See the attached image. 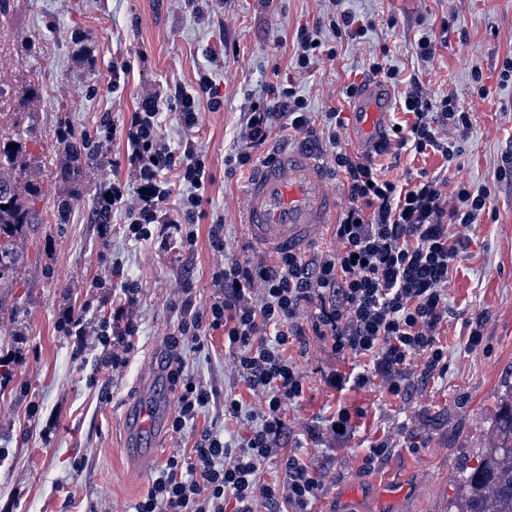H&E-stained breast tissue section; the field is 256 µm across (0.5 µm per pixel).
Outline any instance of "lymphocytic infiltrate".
I'll return each mask as SVG.
<instances>
[{
  "mask_svg": "<svg viewBox=\"0 0 512 512\" xmlns=\"http://www.w3.org/2000/svg\"><path fill=\"white\" fill-rule=\"evenodd\" d=\"M335 56V47L321 39L320 25L298 29L295 79L269 84L267 99L244 111L235 148L224 158L231 169H251L257 149L288 134L329 147L346 197L330 244L310 254L255 250L232 257L219 219L208 232L215 258L209 301L198 304L189 279L174 293L178 318L167 338L169 378L178 391L172 434L182 437L215 397L206 381L186 373L185 354L203 349L206 336L218 330L231 355L225 372L257 403L248 410L244 395L227 394L224 419L246 414L251 424L236 441L206 428L192 451H171L133 512H311L324 475L303 448H331L349 439L364 412L341 405L313 418L302 433L292 430L288 412L308 393L292 351L310 341L321 342L335 358H355L349 370L332 367L322 374L324 387L338 393L378 386L401 399L416 382L448 372L443 332L453 271L469 246L462 229L490 209L491 192L437 177L402 183L387 178L381 160L396 161L409 151L438 152L455 162L448 134L467 136L470 115L454 98H430L414 77L404 93V109L414 123L382 135L371 151L351 152L343 141L344 112L334 108L315 115L297 90L299 78L315 72L322 58ZM204 100L221 105L219 87L208 73H200L192 88L175 85L174 108L183 132L197 127ZM164 107L162 93L153 92L141 98L122 127L103 122L95 150L123 134V161L132 179L113 180L108 196L97 198L96 221L111 224L113 213L121 211L131 241L157 238L166 246L175 239L191 247L197 242L193 226L206 215V156L193 140L176 148L166 142L160 133ZM94 286L102 292L101 315L90 318L69 305L60 309L56 324L73 352L101 348L100 365L118 375L136 347L140 288L117 262ZM282 452L287 455L284 478L265 480L263 465Z\"/></svg>",
  "mask_w": 512,
  "mask_h": 512,
  "instance_id": "lymphocytic-infiltrate-1",
  "label": "lymphocytic infiltrate"
}]
</instances>
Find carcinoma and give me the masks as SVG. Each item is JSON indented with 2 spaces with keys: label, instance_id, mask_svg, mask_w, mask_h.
Masks as SVG:
<instances>
[{
  "label": "carcinoma",
  "instance_id": "cac0c4a2",
  "mask_svg": "<svg viewBox=\"0 0 512 512\" xmlns=\"http://www.w3.org/2000/svg\"><path fill=\"white\" fill-rule=\"evenodd\" d=\"M36 93L33 85L12 88L0 85V117L4 108ZM40 145L33 132L25 136H6L0 123V289L12 286L22 260L19 234L30 224L40 223L36 207L42 195L41 183L31 170L40 155L33 148ZM83 142L73 137L63 151L71 159L69 176L79 180L84 175L80 158ZM493 436L486 448H474V464L461 468V497L448 501V512H512V386L499 396L498 413L493 422Z\"/></svg>",
  "mask_w": 512,
  "mask_h": 512
}]
</instances>
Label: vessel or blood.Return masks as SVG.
<instances>
[{
	"instance_id": "b4317fda",
	"label": "vessel or blood",
	"mask_w": 512,
	"mask_h": 512,
	"mask_svg": "<svg viewBox=\"0 0 512 512\" xmlns=\"http://www.w3.org/2000/svg\"><path fill=\"white\" fill-rule=\"evenodd\" d=\"M392 105L390 92L372 83L352 104L357 139L371 145L386 125ZM324 160L307 149H275L251 174L246 186L245 230L262 251L304 250L319 239L336 215V192L324 173ZM161 366L149 362L141 373L142 396L124 414L126 444L130 454L148 470L156 451L141 445L144 432L161 430L172 409L169 400L158 398L156 386Z\"/></svg>"
}]
</instances>
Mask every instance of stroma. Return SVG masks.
Wrapping results in <instances>:
<instances>
[{
  "label": "stroma",
  "instance_id": "obj_1",
  "mask_svg": "<svg viewBox=\"0 0 512 512\" xmlns=\"http://www.w3.org/2000/svg\"><path fill=\"white\" fill-rule=\"evenodd\" d=\"M214 21L197 20L183 0H11L9 21L0 28V84H35L26 101L34 130L48 154L37 177L44 196L42 221L24 228V253L10 288L0 292V350L24 337L25 360L0 390V512H130L149 487L143 471L122 445L123 401L149 359H164L165 339L177 313L171 290L192 279L198 302L212 293L210 214L224 217L230 255L251 252L240 224L245 180L230 173L224 156L234 145L242 110L261 100L277 77L291 73L299 27L323 21L322 40L334 46V60H322L300 87L311 111L350 110L342 89L363 82L372 62L397 70L388 89L397 102L391 119L408 121L399 105L411 76L431 97H455L469 112L472 128L456 142L455 166L440 154H402L388 177L419 175L464 180L491 191L493 213L465 230L470 245L449 286L448 373L419 385L403 400L381 388L347 390L329 397L313 385L291 412L294 425L328 411L334 403L363 408L355 435L333 448L310 447L306 454L327 469L315 512H381L378 485L402 491L399 512H448L457 474L469 449L482 447L506 382H512V182L498 181L506 152H512V79L501 71L512 57V0H342L360 19L366 35L337 40L329 25L330 0H198ZM426 32L444 35L433 58L417 57L414 42ZM224 47V62L213 77L224 98L219 111L199 110L195 141L207 154L209 184L193 249L169 250L127 240L125 218L112 216L110 235L95 222L97 197L113 177L129 180L127 169L88 155L86 175L74 181L60 149L63 130L86 136L102 119L121 123L140 96L165 84L190 87L198 70L210 67L207 49ZM129 68L124 84L112 86L113 63ZM489 87L480 96V87ZM72 196L65 223H57L56 199ZM119 260L141 288L138 348L126 371L114 376L97 369L95 350L74 355L56 327L60 308L72 304L97 309L92 282ZM484 320L483 342L466 348L464 324ZM229 356L222 334L207 338L202 351L188 354L186 370L230 391L224 375ZM38 404L39 420L51 423L41 439L26 411ZM389 436L397 450L384 462L368 464L370 441Z\"/></svg>",
  "mask_w": 512,
  "mask_h": 512
}]
</instances>
